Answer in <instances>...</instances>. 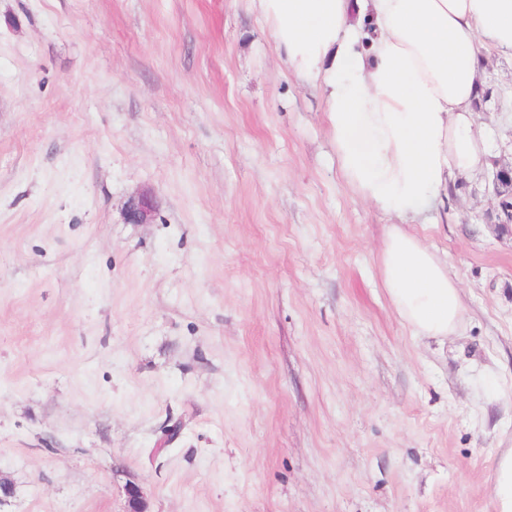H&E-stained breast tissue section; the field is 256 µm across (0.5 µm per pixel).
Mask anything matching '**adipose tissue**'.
Masks as SVG:
<instances>
[{
    "mask_svg": "<svg viewBox=\"0 0 512 512\" xmlns=\"http://www.w3.org/2000/svg\"><path fill=\"white\" fill-rule=\"evenodd\" d=\"M253 3L295 77L320 92L343 178L395 219L380 271L398 316L415 335H453L458 282L406 226L490 162L475 104L489 55L512 59V0Z\"/></svg>",
    "mask_w": 512,
    "mask_h": 512,
    "instance_id": "ef3b65f1",
    "label": "adipose tissue"
}]
</instances>
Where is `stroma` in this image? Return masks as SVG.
<instances>
[{
    "mask_svg": "<svg viewBox=\"0 0 512 512\" xmlns=\"http://www.w3.org/2000/svg\"><path fill=\"white\" fill-rule=\"evenodd\" d=\"M512 163V60L478 112ZM493 167L409 230L464 320L414 335L389 217L252 0H0V512H493L512 225ZM153 223L127 218L142 190ZM509 182L512 184V167H498L494 174L493 184H494V192L500 198L499 208L500 211L496 213V220L498 225H506L512 223V194L510 195V205L504 209L502 207L501 195L499 193L500 187L504 185L505 182Z\"/></svg>",
    "mask_w": 512,
    "mask_h": 512,
    "instance_id": "1",
    "label": "stroma"
}]
</instances>
